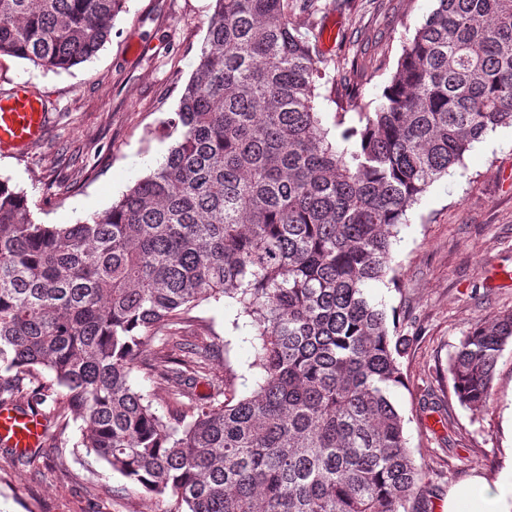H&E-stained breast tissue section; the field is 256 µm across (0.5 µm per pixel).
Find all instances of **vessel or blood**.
<instances>
[{
  "instance_id": "vessel-or-blood-1",
  "label": "vessel or blood",
  "mask_w": 512,
  "mask_h": 512,
  "mask_svg": "<svg viewBox=\"0 0 512 512\" xmlns=\"http://www.w3.org/2000/svg\"><path fill=\"white\" fill-rule=\"evenodd\" d=\"M41 97L26 87L0 96V153L17 152L37 143L46 130ZM47 432L43 416L30 406L0 405V444L17 449L40 447Z\"/></svg>"
}]
</instances>
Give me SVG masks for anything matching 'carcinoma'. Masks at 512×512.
<instances>
[{
  "mask_svg": "<svg viewBox=\"0 0 512 512\" xmlns=\"http://www.w3.org/2000/svg\"><path fill=\"white\" fill-rule=\"evenodd\" d=\"M213 2L164 161L112 206L41 224L0 179V373L52 372L82 418L74 447L176 512H409L423 474L392 396L409 340L368 290L395 283L408 211L512 127V0H432L339 141L314 105L320 34L288 20L321 0ZM123 3L0 0V56L67 70ZM226 298L253 329L255 385L199 405L209 351L181 326ZM155 340L145 380L167 387L164 414L134 380ZM510 342L512 311L460 339L462 405L490 403Z\"/></svg>",
  "mask_w": 512,
  "mask_h": 512,
  "instance_id": "cac0c4a2",
  "label": "carcinoma"
}]
</instances>
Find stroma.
Segmentation results:
<instances>
[{"instance_id": "1", "label": "stroma", "mask_w": 512, "mask_h": 512, "mask_svg": "<svg viewBox=\"0 0 512 512\" xmlns=\"http://www.w3.org/2000/svg\"><path fill=\"white\" fill-rule=\"evenodd\" d=\"M212 0H126L109 39L90 60L59 73L0 57V95L27 84L43 98L48 127L41 142L0 155V177L26 193L37 219L73 224L118 201L148 175L168 149L158 131L174 118L199 59ZM430 0H355L290 22L335 30L320 42L329 66L315 100L338 136L337 113L380 96L402 45ZM393 249L396 284L371 289L397 334L410 338L401 360L404 383L394 390L406 435L425 474L421 512H439L457 484L494 481L512 454V343L496 366L493 399L481 409L460 405L448 379V358L477 320L512 310V129L489 133L462 165L436 182L409 213ZM184 325L186 342L215 348L198 396L232 377L237 395L253 389L252 329L235 306L205 303ZM46 400L48 432L37 456L23 461L0 448V512H174L176 500L126 493L103 461L75 447L78 423L48 372L25 377L18 402Z\"/></svg>"}]
</instances>
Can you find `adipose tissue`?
I'll use <instances>...</instances> for the list:
<instances>
[{
	"instance_id": "adipose-tissue-1",
	"label": "adipose tissue",
	"mask_w": 512,
	"mask_h": 512,
	"mask_svg": "<svg viewBox=\"0 0 512 512\" xmlns=\"http://www.w3.org/2000/svg\"><path fill=\"white\" fill-rule=\"evenodd\" d=\"M443 512H512V471L496 481L479 479L451 491Z\"/></svg>"
}]
</instances>
